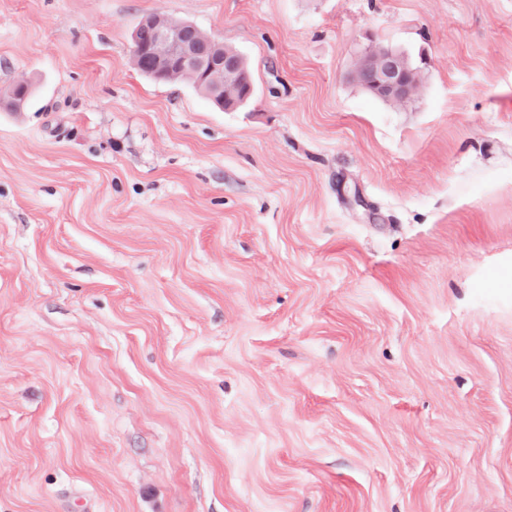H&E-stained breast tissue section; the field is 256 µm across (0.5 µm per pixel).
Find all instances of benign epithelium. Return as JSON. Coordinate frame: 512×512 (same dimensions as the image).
Segmentation results:
<instances>
[{"mask_svg":"<svg viewBox=\"0 0 512 512\" xmlns=\"http://www.w3.org/2000/svg\"><path fill=\"white\" fill-rule=\"evenodd\" d=\"M141 25L152 28L149 60L157 72L188 71L198 75L210 89L211 98L219 105L229 98L226 87L239 79L241 62L224 50V43L210 38L200 42L196 27L184 22L179 27L162 22L159 16H148ZM356 68L368 78L372 95L388 102L410 101L420 86V80L400 60L398 52L389 46L370 44L360 55Z\"/></svg>","mask_w":512,"mask_h":512,"instance_id":"benign-epithelium-1","label":"benign epithelium"}]
</instances>
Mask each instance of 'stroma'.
<instances>
[{
    "label": "stroma",
    "mask_w": 512,
    "mask_h": 512,
    "mask_svg": "<svg viewBox=\"0 0 512 512\" xmlns=\"http://www.w3.org/2000/svg\"><path fill=\"white\" fill-rule=\"evenodd\" d=\"M153 13L250 103L144 76ZM20 81L0 512H512V0H0ZM356 68L367 76L371 94L388 102L406 103L420 86V80L414 79L406 64L401 62L398 52L389 46L368 45ZM364 75L358 73V81L365 88Z\"/></svg>",
    "instance_id": "35a3bbf8"
}]
</instances>
